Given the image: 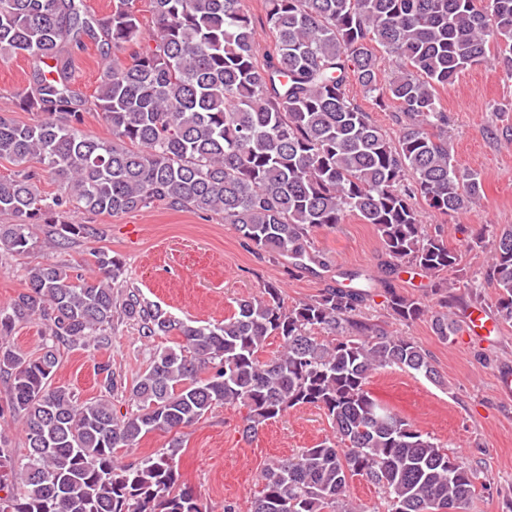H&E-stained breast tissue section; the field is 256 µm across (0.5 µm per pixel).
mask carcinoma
Returning <instances> with one entry per match:
<instances>
[{
	"instance_id": "carcinoma-1",
	"label": "carcinoma",
	"mask_w": 512,
	"mask_h": 512,
	"mask_svg": "<svg viewBox=\"0 0 512 512\" xmlns=\"http://www.w3.org/2000/svg\"><path fill=\"white\" fill-rule=\"evenodd\" d=\"M147 12L149 33L137 0H112L102 16L85 0H0V57L33 60V83L14 96L37 116L20 124L0 113V160L18 166L0 177V216L9 218L0 253L32 249L38 224L50 227L53 247L98 235L72 219L76 211L116 216L162 204L221 215L248 247L303 271L327 267L312 231L356 215L380 241V276L340 271L350 285L328 284L292 306L269 283L259 297L235 299L224 321L198 324L137 288L115 294L124 264L106 250L93 254L94 279L51 262L29 268L25 291L0 308V382L25 448L14 462L0 435V512H205L180 482L176 434L234 404L248 409V441L300 406L324 411L333 430L266 466L249 512H365L347 498L357 476L381 489L390 512H464L476 468L367 389L387 368L441 382L432 356L363 308L390 277L418 275L437 309L392 292V316L431 314L442 342L457 331L448 311L456 284L445 274L462 250L443 229L428 233L421 215L466 211L482 183L454 164L438 90L482 64L512 76V0H265L273 47L263 52L245 0H147ZM86 38L102 69L89 96L72 83L73 51ZM376 46L396 62L386 80ZM353 82L377 107L397 104V139L348 98ZM90 112L112 138L81 130ZM44 173L58 179L57 194L39 190ZM491 239L479 277L498 290V320L512 323V225ZM116 319L147 339L181 338L154 354L120 416L106 400L80 403L53 384L61 348L106 335ZM30 321L47 333L37 356L6 343ZM271 336L280 350L264 358ZM154 431L175 434L169 447L127 463L114 456Z\"/></svg>"
}]
</instances>
